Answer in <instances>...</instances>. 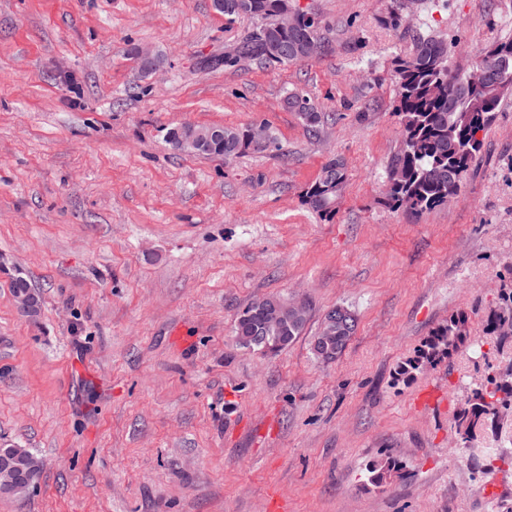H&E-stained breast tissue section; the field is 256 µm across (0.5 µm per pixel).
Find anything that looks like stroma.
Here are the masks:
<instances>
[{
    "instance_id": "35a3bbf8",
    "label": "stroma",
    "mask_w": 512,
    "mask_h": 512,
    "mask_svg": "<svg viewBox=\"0 0 512 512\" xmlns=\"http://www.w3.org/2000/svg\"><path fill=\"white\" fill-rule=\"evenodd\" d=\"M297 4L324 27L317 55L228 67L257 22L212 0H0V442L43 463L0 512H512V446L487 472L454 427L475 380L512 368V336L488 326L512 291V91L457 199L384 202L397 59L421 32L472 70L512 38V0H422L396 27L406 0ZM295 89L326 113L319 137L285 109ZM260 122L281 151L227 163L165 140ZM333 158L348 179L329 219L302 193ZM269 296L312 303L274 355L233 336ZM339 304L358 328L325 364L311 341ZM458 312L482 353L397 380ZM384 454L406 475L365 485ZM30 284L23 276H16L12 279L10 284L11 291L14 293L18 290L29 288ZM16 305L24 312L30 314L35 306V300L37 295L31 290V288L23 291H18L13 295Z\"/></svg>"
}]
</instances>
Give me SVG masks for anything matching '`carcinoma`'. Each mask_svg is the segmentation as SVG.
Instances as JSON below:
<instances>
[{"mask_svg": "<svg viewBox=\"0 0 512 512\" xmlns=\"http://www.w3.org/2000/svg\"><path fill=\"white\" fill-rule=\"evenodd\" d=\"M291 4L292 0H224L225 19L247 17L260 21L232 52L224 55V65L232 67L241 57L275 65L303 62L295 47L306 39H322V26L317 23L294 30L275 29L274 16L281 7ZM268 38L287 47L288 53L270 60L265 47ZM481 64L480 73L453 67L448 42L422 33L417 35L412 52L396 62L395 111L400 120L401 142L388 166L385 202L390 207L423 213L448 204L459 194L470 163L482 146L476 134L485 130L504 94L512 90V39L486 47ZM284 106L296 113L308 133H320L327 116L309 95L290 92L284 98ZM222 130L224 139L210 142L198 154L233 160L255 152L249 139L250 127L224 126ZM346 182L344 163L331 159L305 188L303 202L313 212L331 218L336 214ZM503 300L501 312L490 321L494 331L506 324L512 326V294ZM342 310L347 317L336 329L334 361L344 352L357 327V318L349 307L331 308L337 315ZM308 319L307 315L290 316L270 326L255 301L237 315L233 332L242 347L276 353L303 334ZM471 342L466 316H452L423 341L414 358L399 367L398 376L408 379ZM499 407H512V373L500 380L494 375L487 376L458 407L456 430L459 435H468L467 448L475 447V442L487 433L498 435L495 416ZM404 468L403 461L383 457L369 464L368 480L380 486Z\"/></svg>", "mask_w": 512, "mask_h": 512, "instance_id": "obj_1", "label": "carcinoma"}]
</instances>
